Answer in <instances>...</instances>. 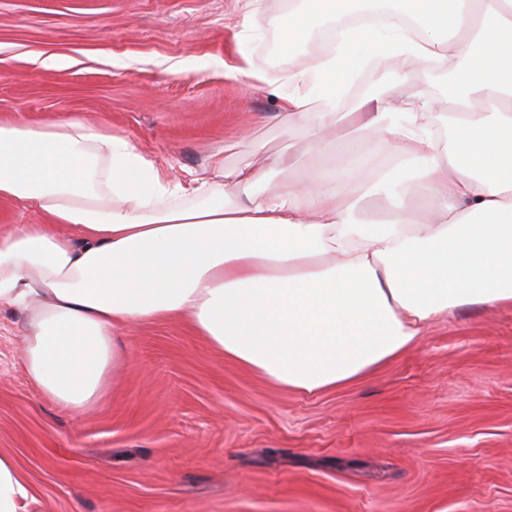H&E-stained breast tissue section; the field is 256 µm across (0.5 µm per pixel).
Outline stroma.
I'll list each match as a JSON object with an SVG mask.
<instances>
[{"label":"stroma","mask_w":512,"mask_h":512,"mask_svg":"<svg viewBox=\"0 0 512 512\" xmlns=\"http://www.w3.org/2000/svg\"><path fill=\"white\" fill-rule=\"evenodd\" d=\"M0 0V123L76 118L167 176L263 166L301 145L272 86L308 45L265 51L295 0ZM67 57V66L44 64ZM260 83L232 75L243 64ZM388 59L338 111L398 92ZM0 313V453L26 512H512V305L462 307L363 376L316 394L224 358L184 322L132 324L103 406L75 416Z\"/></svg>","instance_id":"35a3bbf8"}]
</instances>
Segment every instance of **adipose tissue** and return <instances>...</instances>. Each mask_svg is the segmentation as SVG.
Masks as SVG:
<instances>
[{
    "mask_svg": "<svg viewBox=\"0 0 512 512\" xmlns=\"http://www.w3.org/2000/svg\"><path fill=\"white\" fill-rule=\"evenodd\" d=\"M335 50L288 73L286 123L306 121L298 177L257 194L288 166L215 161L171 181L121 136L78 121L0 124V200L43 216L0 230V309L23 319V362L38 390L80 415L104 404L128 356L117 330L187 321L225 358L315 394L414 346L424 325L465 306L512 304V0H300L276 21L291 50L330 23ZM436 61L455 74L457 111L431 93L335 112L372 56ZM398 165L359 183L362 140ZM422 190L429 219L405 205ZM374 190L386 221L363 211ZM29 488L0 454V512H26Z\"/></svg>",
    "mask_w": 512,
    "mask_h": 512,
    "instance_id": "ef3b65f1",
    "label": "adipose tissue"
}]
</instances>
